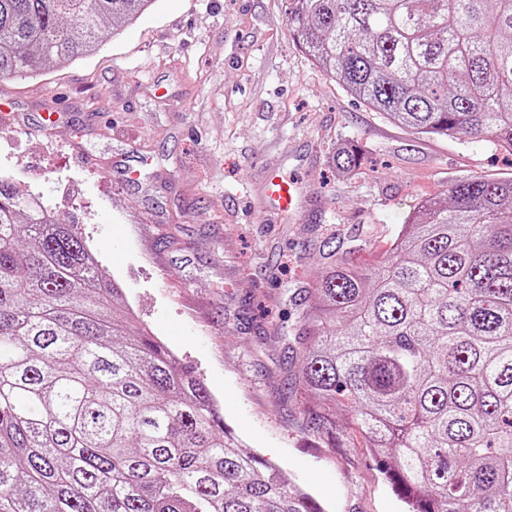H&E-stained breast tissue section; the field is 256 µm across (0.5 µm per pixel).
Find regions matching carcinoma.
<instances>
[{"label":"carcinoma","mask_w":512,"mask_h":512,"mask_svg":"<svg viewBox=\"0 0 512 512\" xmlns=\"http://www.w3.org/2000/svg\"><path fill=\"white\" fill-rule=\"evenodd\" d=\"M155 2L0 0V80L95 51ZM286 15L393 122L512 154V0H287ZM28 196L0 176V512H323L226 436L203 382ZM330 244L290 345L310 428L344 408L407 512H512V179L459 178L367 267Z\"/></svg>","instance_id":"1"}]
</instances>
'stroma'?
<instances>
[{
	"label": "stroma",
	"mask_w": 512,
	"mask_h": 512,
	"mask_svg": "<svg viewBox=\"0 0 512 512\" xmlns=\"http://www.w3.org/2000/svg\"><path fill=\"white\" fill-rule=\"evenodd\" d=\"M1 104L0 173L72 222L226 435L323 512H404L344 412L335 439L309 432L276 328L328 237L362 241L368 265L458 178H512V154L370 110L310 61L285 0H157L68 67L1 80ZM340 144L362 153L356 174L334 172ZM273 175L299 184L294 213L268 199Z\"/></svg>",
	"instance_id": "1"
}]
</instances>
